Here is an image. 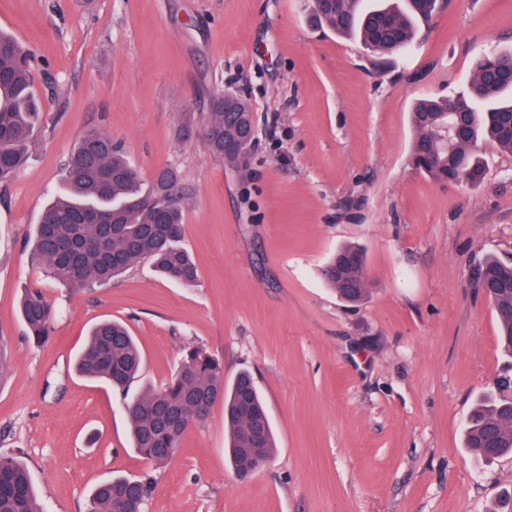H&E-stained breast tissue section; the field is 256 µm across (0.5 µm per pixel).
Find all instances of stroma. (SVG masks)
Wrapping results in <instances>:
<instances>
[{
  "instance_id": "35a3bbf8",
  "label": "stroma",
  "mask_w": 512,
  "mask_h": 512,
  "mask_svg": "<svg viewBox=\"0 0 512 512\" xmlns=\"http://www.w3.org/2000/svg\"><path fill=\"white\" fill-rule=\"evenodd\" d=\"M312 0H0V29L36 57L42 122L29 158L0 184V454L21 456L46 512H86L115 475L152 476L144 512H512V458L464 446L473 404L507 393L512 358L475 259L512 258V154L487 141L471 184L410 163L409 112L466 92L476 60L512 49V0H440L411 53L384 64L310 21ZM251 106L246 171L206 148L210 98ZM195 133L178 139L179 115ZM121 142L151 182L176 167L186 188L182 246L198 283L140 262L99 288L67 289L26 242L87 132ZM366 253L368 293L337 298L323 276L336 249ZM41 289L57 315L31 345L18 305ZM125 322L160 384L194 346L225 380L250 371L277 449L249 481L224 456L215 403L156 466L132 448L118 395L73 371L90 327Z\"/></svg>"
}]
</instances>
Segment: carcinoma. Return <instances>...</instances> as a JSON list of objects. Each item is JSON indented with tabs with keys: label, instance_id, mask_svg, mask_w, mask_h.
<instances>
[{
	"label": "carcinoma",
	"instance_id": "carcinoma-1",
	"mask_svg": "<svg viewBox=\"0 0 512 512\" xmlns=\"http://www.w3.org/2000/svg\"><path fill=\"white\" fill-rule=\"evenodd\" d=\"M314 22L338 34L357 38L382 59L405 54L413 46L416 24L428 21L437 0H402L367 8L364 0H315ZM33 53L13 36L0 32V184L23 167L39 123L41 107L34 91ZM512 72V51L479 58L467 93L448 98L424 97L410 113L414 138L411 160L420 172L436 181L474 183L484 170L473 154L481 138L512 153V127L503 115L512 113V80H494L493 72ZM461 106L465 133L452 148H445L434 129L447 119L448 103ZM252 116L246 100L222 91L211 101L207 130L210 154L235 167L224 157V134L239 120ZM179 176L174 168L160 171L159 183L145 188L137 170L112 136L102 132L84 135L65 168L64 192L44 209L32 237L33 258L46 274L66 288H94L148 261L162 277L194 285L198 271L181 245L183 207L170 202L158 184ZM340 254L356 262L346 271L353 288L339 287L328 279L337 296L359 303L365 288L366 258L356 245H344ZM472 277L501 285L492 304L502 352L512 357V262L486 258ZM27 337L39 345L50 337L55 310L39 289H28L20 303ZM143 353L121 322L104 320L91 330L76 360L77 374L101 381L125 403L133 448L158 464L179 448L188 421L202 407L224 402L227 452L231 468L240 479L258 472L271 459L275 436L264 402L250 373L240 372L229 385L218 359L202 348L183 356L174 377L159 386L138 387ZM464 444L476 457L492 461L512 455V399H482L472 409ZM151 479L119 475L97 485L88 512H144ZM0 512H43L27 467L15 456L0 455Z\"/></svg>",
	"mask_w": 512,
	"mask_h": 512
}]
</instances>
